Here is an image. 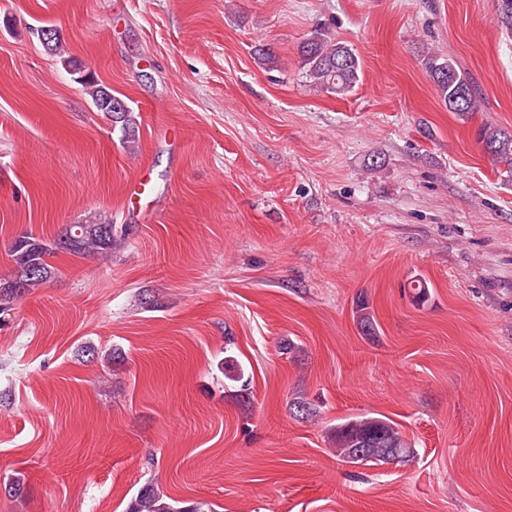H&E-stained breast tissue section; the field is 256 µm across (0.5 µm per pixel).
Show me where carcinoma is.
<instances>
[{
  "label": "carcinoma",
  "mask_w": 512,
  "mask_h": 512,
  "mask_svg": "<svg viewBox=\"0 0 512 512\" xmlns=\"http://www.w3.org/2000/svg\"><path fill=\"white\" fill-rule=\"evenodd\" d=\"M495 19L500 28L512 33V0H495ZM300 68L306 87L315 92L346 95L360 81L361 62L352 48L328 38L322 30L312 31L299 45ZM426 69L440 92L448 110L462 118L480 108L479 95L468 78L457 69L453 60L436 54L427 56ZM92 107L101 111L106 98H112V112L104 116L119 127L124 143H135L136 118L133 110L107 88L88 77L80 80ZM483 152L512 180V133L490 124H483L477 133ZM129 228L102 222L98 214L90 215L84 224H65L51 239L23 233L10 246L12 271L0 277V316L14 309L23 296L45 286L56 275L49 258L58 252H69L90 259H108L128 235ZM357 321L365 336H375L377 324L357 306ZM336 452L351 464L388 463L410 452L398 430L388 421L371 416H355L336 426ZM127 512H206L205 504L196 502L181 506L159 488L148 485L131 501Z\"/></svg>",
  "instance_id": "obj_1"
}]
</instances>
